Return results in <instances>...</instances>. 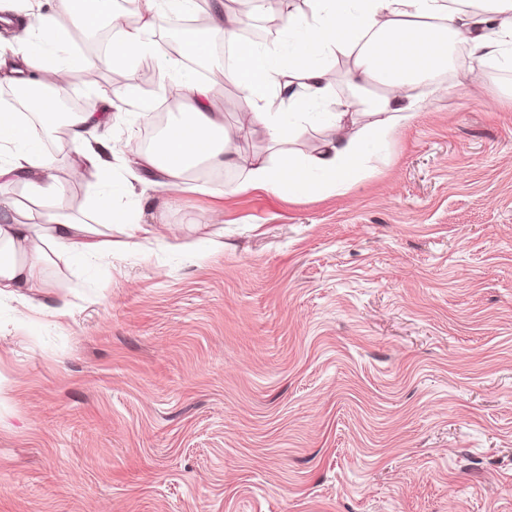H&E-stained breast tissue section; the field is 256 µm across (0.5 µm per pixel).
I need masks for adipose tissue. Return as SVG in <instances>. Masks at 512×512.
I'll use <instances>...</instances> for the list:
<instances>
[{
  "label": "adipose tissue",
  "instance_id": "ef3b65f1",
  "mask_svg": "<svg viewBox=\"0 0 512 512\" xmlns=\"http://www.w3.org/2000/svg\"><path fill=\"white\" fill-rule=\"evenodd\" d=\"M306 2L303 9L285 4L282 30L289 43L273 51L239 41L240 18L227 12L224 0H213L211 26L224 32L237 55L234 68L220 71L245 103L244 122L235 128L226 126L223 113L213 107L215 80L184 70L152 39L165 20L192 13L196 0H139L135 21L117 28L113 53L84 57L74 66L59 61L50 40L59 17L81 28L95 23L83 0H58L55 12L36 14L41 38L25 49L0 47L1 80L14 84L28 71L30 87L48 84L58 91L67 89L74 68L102 69L150 55L158 63L159 90L176 89L190 102L189 112L170 120L152 147L130 158L112 135L111 113L71 112L59 122L43 100L38 127L20 119L15 109L0 107V180L23 184L33 196L56 203L52 211L23 223L16 203L0 200V298L26 302L57 260L90 261L126 249L113 241L111 225L80 220L61 205L64 189L51 174L53 157L42 148L43 135L51 131L62 130L74 150L72 178L96 179L98 189L90 201L94 210L108 207L115 193L138 187L181 193L202 163L215 171L247 167L248 189L289 196L343 193L388 151L397 130L417 116L421 104L412 92L415 85L426 83L435 93L447 94L434 76L448 58L449 38L466 43L479 57L512 67V0ZM340 57L351 61L353 85L371 92L363 109L367 120L353 133L347 130L350 112L323 109L333 89L330 62ZM256 123L281 148L276 165L248 162L240 152L241 137ZM309 126L335 129L336 136L314 154L289 150ZM118 160L124 170L120 176L114 170Z\"/></svg>",
  "mask_w": 512,
  "mask_h": 512
}]
</instances>
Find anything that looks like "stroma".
<instances>
[{
    "instance_id": "35a3bbf8",
    "label": "stroma",
    "mask_w": 512,
    "mask_h": 512,
    "mask_svg": "<svg viewBox=\"0 0 512 512\" xmlns=\"http://www.w3.org/2000/svg\"><path fill=\"white\" fill-rule=\"evenodd\" d=\"M141 62L69 86L136 153ZM342 194L201 174L162 243L0 298V512H512V69L465 52ZM63 204L88 211L94 178ZM232 187L217 198L216 183Z\"/></svg>"
}]
</instances>
